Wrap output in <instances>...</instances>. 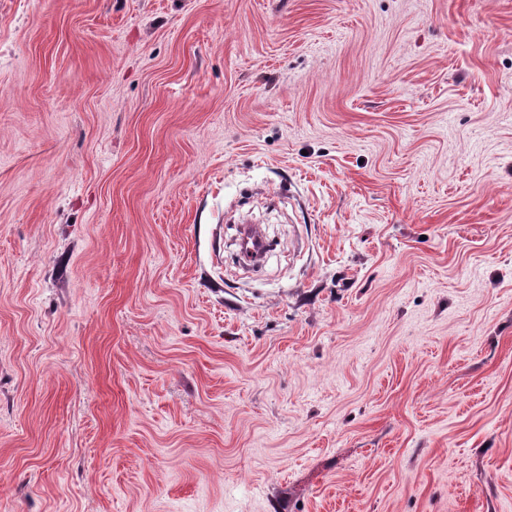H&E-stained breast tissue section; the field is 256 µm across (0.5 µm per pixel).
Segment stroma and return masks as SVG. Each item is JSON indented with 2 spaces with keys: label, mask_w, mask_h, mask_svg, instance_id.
I'll return each mask as SVG.
<instances>
[{
  "label": "stroma",
  "mask_w": 512,
  "mask_h": 512,
  "mask_svg": "<svg viewBox=\"0 0 512 512\" xmlns=\"http://www.w3.org/2000/svg\"><path fill=\"white\" fill-rule=\"evenodd\" d=\"M0 512H512V0H0Z\"/></svg>",
  "instance_id": "obj_1"
}]
</instances>
